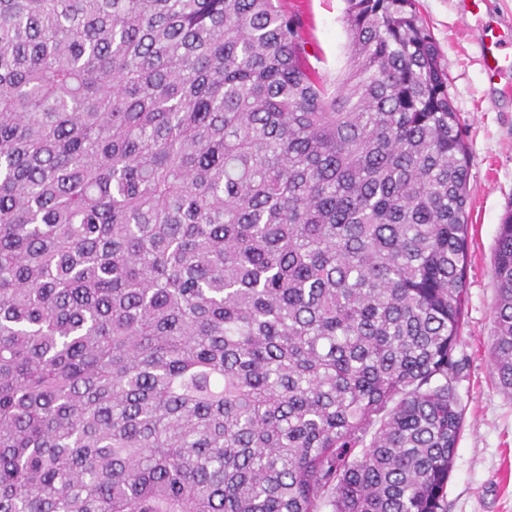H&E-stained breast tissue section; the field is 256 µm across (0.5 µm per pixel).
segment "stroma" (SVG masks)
<instances>
[{"label":"stroma","instance_id":"stroma-1","mask_svg":"<svg viewBox=\"0 0 512 512\" xmlns=\"http://www.w3.org/2000/svg\"><path fill=\"white\" fill-rule=\"evenodd\" d=\"M448 71V91L467 128L471 155L465 330L457 355L465 369L456 394L465 409L448 483V512H512V396L496 384L489 360L495 288L492 275L497 228L512 209V92H497L489 78L482 33L512 19V0H418ZM303 22L310 64L334 87L349 64L344 0H283Z\"/></svg>","mask_w":512,"mask_h":512}]
</instances>
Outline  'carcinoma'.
Segmentation results:
<instances>
[{
	"label": "carcinoma",
	"instance_id": "cac0c4a2",
	"mask_svg": "<svg viewBox=\"0 0 512 512\" xmlns=\"http://www.w3.org/2000/svg\"><path fill=\"white\" fill-rule=\"evenodd\" d=\"M345 2L330 91L279 0H0V512H448L471 157Z\"/></svg>",
	"mask_w": 512,
	"mask_h": 512
}]
</instances>
